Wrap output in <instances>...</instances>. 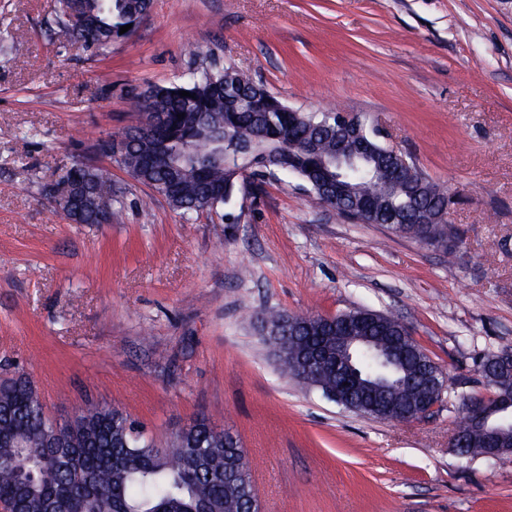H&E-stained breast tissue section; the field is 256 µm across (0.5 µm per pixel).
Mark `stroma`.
Instances as JSON below:
<instances>
[{"label":"stroma","mask_w":512,"mask_h":512,"mask_svg":"<svg viewBox=\"0 0 512 512\" xmlns=\"http://www.w3.org/2000/svg\"><path fill=\"white\" fill-rule=\"evenodd\" d=\"M58 9L0 0V380L28 377L54 421L91 400L162 444L206 415L247 450L260 512H512V453L451 442L463 397L494 392L485 358L512 351V0H152L99 56L50 41ZM205 58L290 107L370 116L448 192L455 258L284 173L239 189V223L188 217L98 150ZM75 159L118 188L111 223L47 196ZM359 308L398 316L446 373L430 415L306 391L252 322Z\"/></svg>","instance_id":"1"}]
</instances>
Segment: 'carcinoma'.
Listing matches in <instances>:
<instances>
[{
	"mask_svg": "<svg viewBox=\"0 0 512 512\" xmlns=\"http://www.w3.org/2000/svg\"><path fill=\"white\" fill-rule=\"evenodd\" d=\"M149 8L150 0H66L50 24V36L62 45L79 43L103 55L133 34ZM127 24L132 28L119 34ZM181 91L195 98L182 97ZM136 107L146 111V121L121 134L125 151L113 159L189 217L222 209L226 223H238L234 194L242 168L261 183L272 171L292 173L314 193L322 162L349 148L336 139L334 123L325 122L327 111L293 112L235 67L206 66L182 83L153 85ZM363 140L370 154L350 174L353 196L337 205V213L348 217L347 206L361 198L371 200L378 213L392 203L417 223L387 224V230L422 245L438 236L443 251L454 256L459 239L439 218L450 202L447 191L426 177L417 186L384 181L377 169L395 159L369 136ZM46 194L62 200L61 208L78 224L112 223V209L100 206L116 196L112 180L86 163L72 164ZM255 320L282 374L323 394L336 390L331 362L323 361L305 375L298 371L303 341L325 347L332 342L322 328L324 317L269 311ZM368 332L380 346L402 343L413 383L393 378L386 393L367 397L354 412L391 420L405 408L442 401L445 388L422 383L431 359L405 333L398 317L382 314ZM285 339L288 355L282 356L278 350ZM484 376L497 389L512 386V355L498 356ZM57 430L66 439L63 448L56 447ZM455 432L465 439V454H479L483 436L470 421H457ZM231 438L200 417L161 448L121 409L94 403L74 419L57 423L46 415L33 384L19 375L0 382V500L18 512H249L257 498L251 463Z\"/></svg>",
	"mask_w": 512,
	"mask_h": 512,
	"instance_id": "cac0c4a2",
	"label": "carcinoma"
}]
</instances>
